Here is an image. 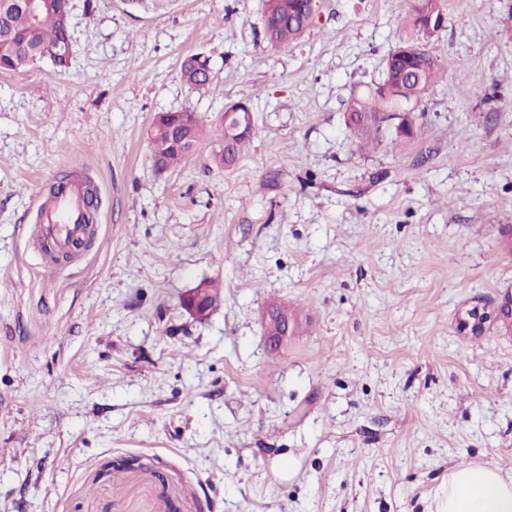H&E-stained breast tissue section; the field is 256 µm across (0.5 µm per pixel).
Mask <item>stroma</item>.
Listing matches in <instances>:
<instances>
[{"label":"stroma","mask_w":512,"mask_h":512,"mask_svg":"<svg viewBox=\"0 0 512 512\" xmlns=\"http://www.w3.org/2000/svg\"><path fill=\"white\" fill-rule=\"evenodd\" d=\"M411 5L315 0L277 48L264 0H69V68L0 72V512H436L450 468L512 467V334L454 319L512 288V0H443L420 136L360 149L345 108ZM184 108L208 133L157 173L147 129ZM64 173L98 219L49 252ZM274 303L301 322L276 352ZM198 58V55H191L182 61L181 78L191 90L201 91L202 89L207 88L212 79L207 78L206 76L203 80L198 79V73L201 72V69L198 66H204L198 61ZM239 102H246L250 106L251 112H253L250 100H244ZM239 105L240 104H237L234 109H225L223 121L228 131H231L232 133L240 132L243 135H247L251 131L253 116L251 112H239ZM225 127L224 135L222 134V139L223 136L225 137ZM253 129L252 133L248 137L235 140L230 145H224L222 141V143L219 145V148L217 150H214L212 153V162L219 167L226 168L233 166L239 160L246 145L250 141L253 134Z\"/></svg>","instance_id":"obj_1"}]
</instances>
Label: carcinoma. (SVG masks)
<instances>
[{
	"mask_svg": "<svg viewBox=\"0 0 512 512\" xmlns=\"http://www.w3.org/2000/svg\"><path fill=\"white\" fill-rule=\"evenodd\" d=\"M429 7L430 0H414L407 19L413 35L397 45L410 51V55L400 59L390 52L384 62L383 80L348 102L345 115L353 123L351 130L358 138L396 146L418 136L416 129L406 138L386 133L383 123L403 102V95L413 89L409 84L411 70L419 71L425 91L433 86L440 73L439 61L419 41V37L429 35L422 22V13ZM310 16L306 0H265L263 23L269 42L280 48L288 46L307 30ZM1 25L10 30L11 38L0 42V70L20 71L43 59L60 70L69 67L71 32L60 25L57 11H45L34 23L27 10L16 5L5 11L0 9ZM200 72L198 56L191 55L182 61L181 78L190 89L200 91L211 83L207 77L198 79ZM202 132L203 123L192 110L156 115L150 130L154 168L163 172L179 165L193 151ZM249 141L250 138L244 137L230 145H219L212 153V162L218 167L233 166Z\"/></svg>",
	"mask_w": 512,
	"mask_h": 512,
	"instance_id": "obj_1",
	"label": "carcinoma"
}]
</instances>
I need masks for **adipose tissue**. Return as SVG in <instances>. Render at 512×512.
<instances>
[{"instance_id":"1","label":"adipose tissue","mask_w":512,"mask_h":512,"mask_svg":"<svg viewBox=\"0 0 512 512\" xmlns=\"http://www.w3.org/2000/svg\"><path fill=\"white\" fill-rule=\"evenodd\" d=\"M438 512H512V469L494 461L454 467Z\"/></svg>"}]
</instances>
